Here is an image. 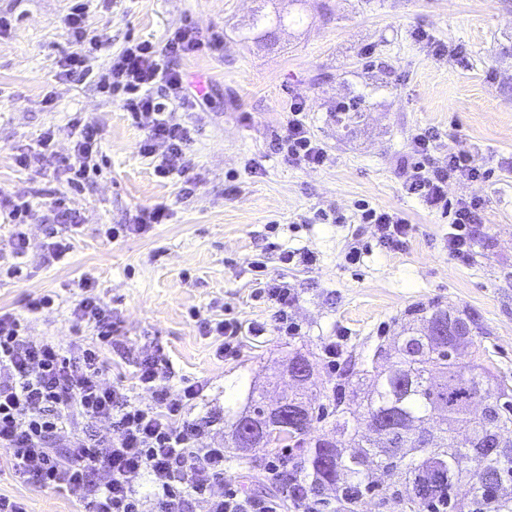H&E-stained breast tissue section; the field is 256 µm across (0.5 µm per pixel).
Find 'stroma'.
Here are the masks:
<instances>
[{"label":"stroma","instance_id":"35a3bbf8","mask_svg":"<svg viewBox=\"0 0 512 512\" xmlns=\"http://www.w3.org/2000/svg\"><path fill=\"white\" fill-rule=\"evenodd\" d=\"M286 0H90L88 33L97 43L95 72L107 69L129 43L163 46L178 27L202 37L224 36L213 53L174 60L192 88L204 95L196 111L174 117L192 130L187 152L193 194L183 178H162L138 151L143 130L118 101L101 93L93 77L63 76L61 63L75 51L66 26L71 0H0L10 20L0 35V187L28 199L29 245L21 273H11L13 225L0 223V311L26 324L30 340H50L68 349L95 339L77 325L73 308L79 283L90 278L95 293L112 308L120 333L105 353L104 381L144 399L135 383L140 357L168 364V385L184 379L208 383L192 418L219 419L225 407L242 408L249 385L275 400L292 382L288 359L305 355L314 366L307 397L323 402L348 370H362L378 345L398 332L418 305L476 313L492 370L512 385V0H302L300 25L276 31L271 42L244 39L240 28L258 7ZM447 46L446 57L429 44ZM363 95L354 129L336 122L339 107ZM302 97L311 134L328 159L317 168L296 167L276 153L285 132L288 103ZM80 112L103 130L99 168L80 186L68 183L63 158L76 140L69 124ZM438 130L433 152L466 148L493 170L487 182L454 181L452 199L480 195L487 206L474 225L467 262L448 254V223L403 188L400 161L413 134ZM52 130V155L28 168L18 154ZM260 169L244 175L249 162ZM66 196L82 224L62 262L46 259L49 201ZM401 213L411 226L403 250L379 246L372 225L360 223L355 205ZM162 206L166 223L142 233L111 238L110 227L133 223L137 212ZM343 212L347 221L328 224L317 212ZM363 250L359 263L345 259ZM309 248L315 265H286L285 249ZM262 274L286 281L295 293L290 310L299 335L273 331L274 307L254 302ZM55 295L52 308L29 313L28 298ZM231 313L268 325L264 336H247L239 354L221 358L218 341L200 335L197 316ZM338 357L328 366L325 348ZM295 448L270 454L261 448L224 451V480L252 498L277 496L265 472L274 460L293 468ZM9 457L0 448V493L17 497L28 512H79L73 501L12 480Z\"/></svg>","mask_w":512,"mask_h":512}]
</instances>
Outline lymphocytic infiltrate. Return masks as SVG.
I'll return each mask as SVG.
<instances>
[{
    "instance_id": "obj_1",
    "label": "lymphocytic infiltrate",
    "mask_w": 512,
    "mask_h": 512,
    "mask_svg": "<svg viewBox=\"0 0 512 512\" xmlns=\"http://www.w3.org/2000/svg\"><path fill=\"white\" fill-rule=\"evenodd\" d=\"M87 21L86 0H75L67 26L77 49L64 61L67 74L93 71L91 56L83 48ZM222 45L219 35L204 39L194 28L180 27L163 46L139 42L125 47L99 77L102 92L120 97L124 111L142 125L139 152L151 159L161 176H184L191 165L187 155L191 130L172 120L167 100H177L188 109L200 100L199 94L188 91L182 74L169 61L216 51ZM305 110V101L291 100L286 132L277 149L289 164L317 167L324 164L326 151L312 136ZM70 125L77 140L65 166L72 181L78 182L86 178L90 162L99 154L101 130L79 112ZM438 138L431 128L413 136L403 164V186L429 209L448 217V254L465 262L471 250L469 227L479 223L486 200L480 196L450 200L448 183L453 179L482 182L490 173L462 149L434 159L431 152ZM356 209L361 223L375 226L380 246L392 251L405 247L410 226L401 214L365 201ZM29 211L23 196L0 190V212L16 226L10 242L16 274L27 251L22 226ZM254 296L277 304L275 329L280 335H297V324L288 319L294 294L286 282H260ZM73 315L94 331L96 341L67 352L51 341L27 339L19 318L0 312V447L8 450L16 479L63 494L84 512H188L195 500L205 501L208 512H280L279 496L255 499L226 485L223 449L200 447L208 424L187 418L186 410L202 398L205 381L186 380L176 389L162 385L166 365L162 359L148 357L136 378L149 399L131 400L102 378V349L111 346L117 331L111 308L88 294L75 305ZM197 323L202 335L221 337L217 349L221 357L237 355L241 337L266 331L265 326L236 317L201 316ZM103 420L111 426L110 435L88 432L87 422ZM59 439L65 445L61 453L53 449ZM143 478L151 485L146 497L137 488Z\"/></svg>"
}]
</instances>
